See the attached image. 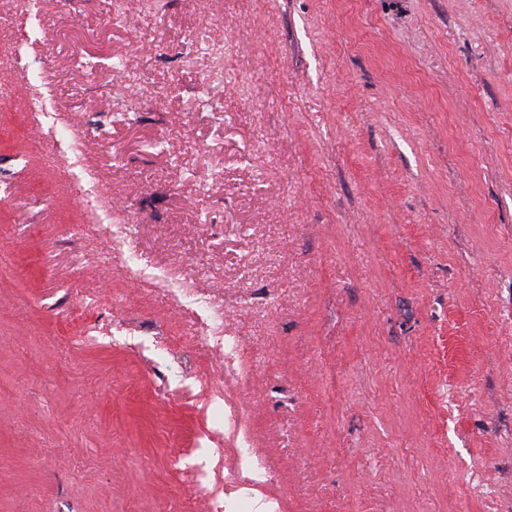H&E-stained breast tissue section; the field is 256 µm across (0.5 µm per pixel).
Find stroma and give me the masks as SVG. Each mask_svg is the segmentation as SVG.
<instances>
[{
	"instance_id": "35a3bbf8",
	"label": "stroma",
	"mask_w": 512,
	"mask_h": 512,
	"mask_svg": "<svg viewBox=\"0 0 512 512\" xmlns=\"http://www.w3.org/2000/svg\"><path fill=\"white\" fill-rule=\"evenodd\" d=\"M2 81L0 512H512V0H0ZM194 304L203 307L209 311V319L213 324V333L211 336H200L199 340L202 343H213L216 346H223L224 342V306H215L205 298H198L193 301Z\"/></svg>"
}]
</instances>
